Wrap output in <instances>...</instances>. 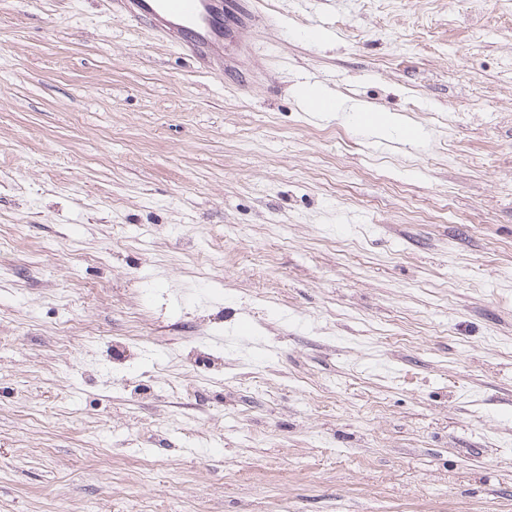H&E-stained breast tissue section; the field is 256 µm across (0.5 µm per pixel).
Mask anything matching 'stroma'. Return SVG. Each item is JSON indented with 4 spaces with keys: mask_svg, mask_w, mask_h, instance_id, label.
I'll return each mask as SVG.
<instances>
[{
    "mask_svg": "<svg viewBox=\"0 0 512 512\" xmlns=\"http://www.w3.org/2000/svg\"><path fill=\"white\" fill-rule=\"evenodd\" d=\"M260 9L0 0V512H512V0ZM222 0H114L128 19L146 24L157 39L177 44L186 49L200 68L217 71L221 68L216 46L224 40V27L237 29L257 26L264 17L257 10L256 1L248 2L251 9L235 0L224 16ZM218 8L220 11H218ZM225 22V26H224ZM180 28H188L191 39L184 42L176 36Z\"/></svg>",
    "mask_w": 512,
    "mask_h": 512,
    "instance_id": "stroma-1",
    "label": "stroma"
}]
</instances>
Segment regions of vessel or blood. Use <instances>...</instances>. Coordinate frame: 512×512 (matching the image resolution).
I'll return each mask as SVG.
<instances>
[{
    "label": "vessel or blood",
    "mask_w": 512,
    "mask_h": 512,
    "mask_svg": "<svg viewBox=\"0 0 512 512\" xmlns=\"http://www.w3.org/2000/svg\"><path fill=\"white\" fill-rule=\"evenodd\" d=\"M128 19L146 24L157 39L176 41L181 28L191 29L190 40L183 42L200 68H219L216 47L224 38L225 28H244L261 24L257 9L234 0L230 12H221V0H114Z\"/></svg>",
    "instance_id": "obj_1"
}]
</instances>
